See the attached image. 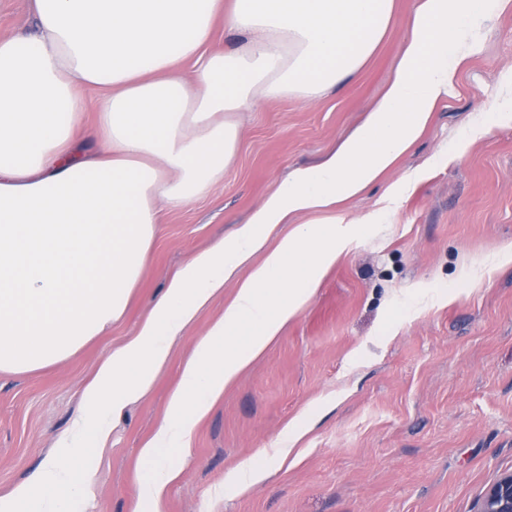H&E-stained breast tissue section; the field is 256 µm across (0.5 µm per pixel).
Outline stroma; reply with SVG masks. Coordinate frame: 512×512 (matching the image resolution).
Segmentation results:
<instances>
[{"instance_id":"obj_1","label":"stroma","mask_w":512,"mask_h":512,"mask_svg":"<svg viewBox=\"0 0 512 512\" xmlns=\"http://www.w3.org/2000/svg\"><path fill=\"white\" fill-rule=\"evenodd\" d=\"M415 0H395L389 30L358 75L320 102L270 100L236 116L241 138L223 181L158 225L150 269L122 319L72 357L0 371V494L26 480L81 407L102 358L146 318L168 272L244 223L289 169L321 162L366 119L396 75ZM512 84V8L458 67L455 91L383 181L344 206L376 212L363 238L327 274L266 354L227 388L197 428L163 512H479L489 486L512 473V266L473 285L463 269L512 241V122L492 102ZM487 133L463 153L472 124ZM426 174L393 211L388 184ZM235 281L176 339L152 387L112 422L95 459L85 512H133L138 456L165 415L179 367L232 298ZM412 289L439 300L394 313ZM399 317L396 336L386 322ZM302 455L276 462L296 417ZM272 461L269 478L239 493L225 483L245 461Z\"/></svg>"}]
</instances>
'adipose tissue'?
Returning <instances> with one entry per match:
<instances>
[{
	"label": "adipose tissue",
	"instance_id": "ef3b65f1",
	"mask_svg": "<svg viewBox=\"0 0 512 512\" xmlns=\"http://www.w3.org/2000/svg\"><path fill=\"white\" fill-rule=\"evenodd\" d=\"M29 34L0 38V370L75 354L123 316L166 213L224 178L232 112L298 95L316 103L386 35L394 0H28ZM512 0H416L397 74L356 132L288 172L245 224L192 255L135 334L98 365L72 431L0 512H83L93 447L151 386L173 341L237 279L223 313L180 366L165 417L139 452L134 512H160L198 425L313 295L377 229L347 219L359 195L425 132L458 65ZM246 40L211 47L216 21ZM101 101L96 146L79 155L83 92ZM246 276H239L241 267Z\"/></svg>",
	"mask_w": 512,
	"mask_h": 512
}]
</instances>
